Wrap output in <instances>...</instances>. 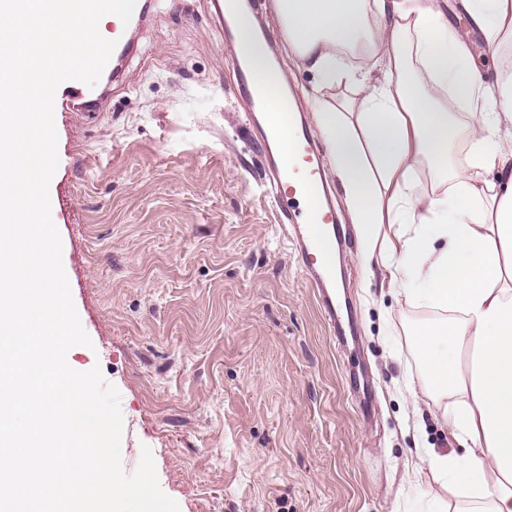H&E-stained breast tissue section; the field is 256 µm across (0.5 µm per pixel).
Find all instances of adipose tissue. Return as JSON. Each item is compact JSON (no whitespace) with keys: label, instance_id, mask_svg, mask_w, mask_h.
Returning <instances> with one entry per match:
<instances>
[{"label":"adipose tissue","instance_id":"ef3b65f1","mask_svg":"<svg viewBox=\"0 0 512 512\" xmlns=\"http://www.w3.org/2000/svg\"><path fill=\"white\" fill-rule=\"evenodd\" d=\"M463 8L489 46L512 41V0ZM274 9L319 86L357 90L334 105L313 98L310 110L365 258L381 259L391 294L449 315L412 336L426 385L451 401L442 419L458 447L427 454L428 467L458 496L455 512H512V76L489 98L469 48L426 0ZM452 100L464 111H450ZM422 162L447 181L443 196H414ZM490 168L493 184L481 178Z\"/></svg>","mask_w":512,"mask_h":512}]
</instances>
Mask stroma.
I'll use <instances>...</instances> for the list:
<instances>
[{
	"instance_id": "stroma-1",
	"label": "stroma",
	"mask_w": 512,
	"mask_h": 512,
	"mask_svg": "<svg viewBox=\"0 0 512 512\" xmlns=\"http://www.w3.org/2000/svg\"><path fill=\"white\" fill-rule=\"evenodd\" d=\"M488 77L512 69L461 0H438ZM97 112L54 103L49 185L63 266L91 343L67 354L120 393L121 465L150 447L180 512H431L442 491L417 457L456 444L427 392L410 331L439 319L387 291L359 237L338 255L340 342L259 182L262 150L225 57L212 0H154ZM277 68L320 151L306 64Z\"/></svg>"
}]
</instances>
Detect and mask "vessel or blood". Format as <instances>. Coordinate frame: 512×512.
<instances>
[{"mask_svg": "<svg viewBox=\"0 0 512 512\" xmlns=\"http://www.w3.org/2000/svg\"><path fill=\"white\" fill-rule=\"evenodd\" d=\"M259 11V0H225L218 9V18L228 21ZM224 52L236 65L242 94L251 111H265L271 96L287 98V87H273L255 79L250 54L235 35L225 39ZM281 134V128L273 125L264 129V149L269 156L264 172L267 192L275 203L281 227L290 235L306 279L317 290L329 328L337 334L342 329V314L336 304V279L327 254L345 243L346 234L327 197L314 199L309 195L322 165L311 134L304 125H293L291 143L285 150L279 146Z\"/></svg>", "mask_w": 512, "mask_h": 512, "instance_id": "1", "label": "vessel or blood"}]
</instances>
